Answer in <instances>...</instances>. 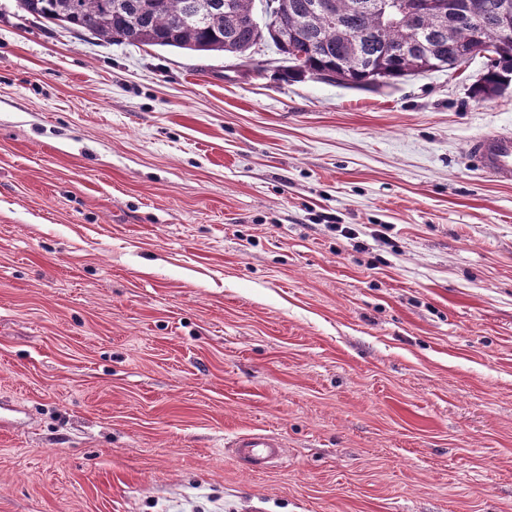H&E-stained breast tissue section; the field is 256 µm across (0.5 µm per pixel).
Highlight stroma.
I'll return each instance as SVG.
<instances>
[{"label":"stroma","instance_id":"35a3bbf8","mask_svg":"<svg viewBox=\"0 0 512 512\" xmlns=\"http://www.w3.org/2000/svg\"><path fill=\"white\" fill-rule=\"evenodd\" d=\"M280 64L0 0V512H512V91ZM468 152L479 170L498 182L512 183V130L479 134L470 140ZM235 455L248 469L257 470L279 463L284 464L287 452L282 439L268 431L253 432L237 436L232 442Z\"/></svg>","mask_w":512,"mask_h":512}]
</instances>
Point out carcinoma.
I'll use <instances>...</instances> for the list:
<instances>
[{"label":"carcinoma","mask_w":512,"mask_h":512,"mask_svg":"<svg viewBox=\"0 0 512 512\" xmlns=\"http://www.w3.org/2000/svg\"><path fill=\"white\" fill-rule=\"evenodd\" d=\"M479 2L495 48L472 86L479 99L512 88V32L498 34L503 0H418L414 21L383 23L370 0H333L337 22L320 0H273L288 42L268 38L288 66L285 79L323 80L376 93L428 71L456 69L475 57L469 6ZM28 16L105 42L242 56L259 43L256 0H16Z\"/></svg>","instance_id":"1"}]
</instances>
